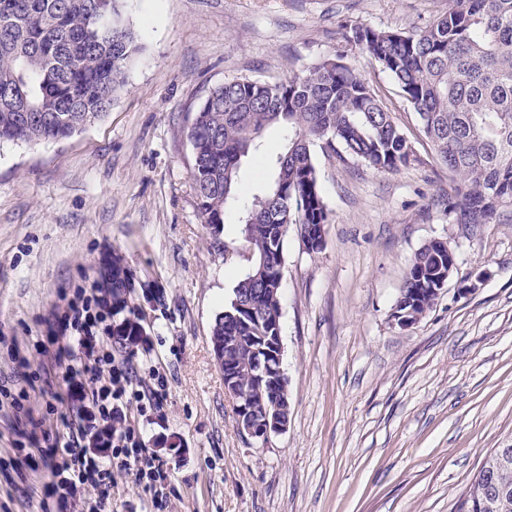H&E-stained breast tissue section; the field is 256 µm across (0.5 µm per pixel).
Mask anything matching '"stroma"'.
Here are the masks:
<instances>
[{"instance_id": "35a3bbf8", "label": "stroma", "mask_w": 512, "mask_h": 512, "mask_svg": "<svg viewBox=\"0 0 512 512\" xmlns=\"http://www.w3.org/2000/svg\"><path fill=\"white\" fill-rule=\"evenodd\" d=\"M448 4L121 0L142 49L108 112L63 140L0 143V335L33 345L63 290L117 262L169 379L164 418L146 431L173 470L163 502L123 472L112 512H451L484 457L512 446V217L449 220L448 174L416 113L345 37L352 23L423 27ZM334 53L376 90L413 156L379 174L317 151L330 221L319 252L293 229L284 243L290 414L260 442L236 425L210 340L251 266L238 251L241 205L219 236L202 224L187 133L214 87L302 75ZM434 239L455 267L433 308L399 326L409 263ZM11 455L0 415V512H40L38 476L18 477Z\"/></svg>"}]
</instances>
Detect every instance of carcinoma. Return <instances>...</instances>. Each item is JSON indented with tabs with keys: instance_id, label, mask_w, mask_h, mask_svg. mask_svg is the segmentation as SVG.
I'll list each match as a JSON object with an SVG mask.
<instances>
[{
	"instance_id": "1",
	"label": "carcinoma",
	"mask_w": 512,
	"mask_h": 512,
	"mask_svg": "<svg viewBox=\"0 0 512 512\" xmlns=\"http://www.w3.org/2000/svg\"><path fill=\"white\" fill-rule=\"evenodd\" d=\"M120 0H0V143L61 140L104 115L140 51ZM348 38L388 72L418 115L454 193L458 224H491L512 207V0H451L424 28L403 32L349 25ZM284 132L264 153L265 132ZM201 222L214 234L239 197L242 160L267 177L241 212L248 273L216 316L224 379L239 392L235 415L261 417L287 383L255 376L252 358L281 335L283 247L290 225L302 243L324 240L329 222L314 148L340 147L378 173L412 156L409 142L369 83L329 56L276 83L234 80L212 89L188 129ZM454 260L434 239L411 260L395 307L410 322L432 308ZM131 278L112 268L113 335L143 343L128 303ZM452 512H512V447L485 456Z\"/></svg>"
}]
</instances>
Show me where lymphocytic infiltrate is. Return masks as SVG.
<instances>
[{"label":"lymphocytic infiltrate","mask_w":512,"mask_h":512,"mask_svg":"<svg viewBox=\"0 0 512 512\" xmlns=\"http://www.w3.org/2000/svg\"><path fill=\"white\" fill-rule=\"evenodd\" d=\"M61 300L37 342L53 359L52 376H42L16 340L0 339L15 364L13 380L0 384V408L25 420L11 463L16 472L40 475L42 512H110L119 472L154 489L171 478L169 463L150 452L143 427L128 417L130 405L143 415L161 405L167 378L154 368L142 371L137 351L117 348L111 283L74 289ZM54 416L63 427L51 432L45 423Z\"/></svg>","instance_id":"1"}]
</instances>
